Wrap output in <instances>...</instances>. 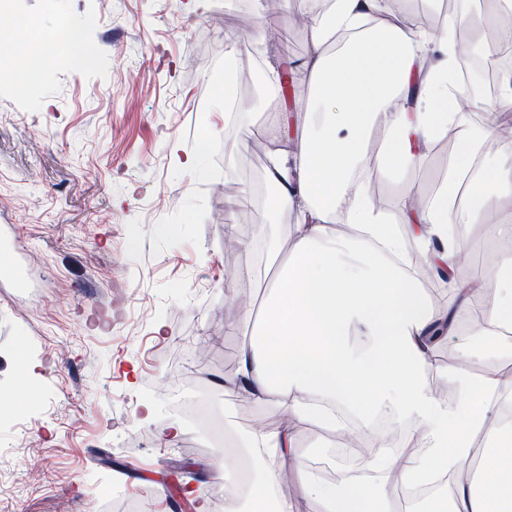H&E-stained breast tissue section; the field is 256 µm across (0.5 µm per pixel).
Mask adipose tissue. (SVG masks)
I'll return each instance as SVG.
<instances>
[{"label":"adipose tissue","mask_w":512,"mask_h":512,"mask_svg":"<svg viewBox=\"0 0 512 512\" xmlns=\"http://www.w3.org/2000/svg\"><path fill=\"white\" fill-rule=\"evenodd\" d=\"M325 2L310 23V54L266 70L271 84L285 76L297 84L300 110L317 121L295 124L290 113L269 112L260 125L269 144L266 209L293 214L295 222L287 247L271 256L276 274L260 308L240 316L249 332L236 371L224 379L225 393L251 394L290 422L273 434L242 437L255 465L250 481L227 476L243 458L217 464L225 512H288L278 493L286 468L320 512H393L401 489L441 474L455 482L434 512H512V420L500 408L503 397L512 398V377L455 375L452 405L425 380L439 339L462 332L464 317H477L464 331L468 357L512 331L511 255L476 279L455 275L467 245L461 228L479 224L495 239L506 231L489 223L488 211L494 199L512 201V144L493 158L487 147L501 113L512 112V70L500 77L495 110L479 122L468 112L465 86L449 78L458 31L488 37L512 17V0H495L476 18L446 14L435 27L393 14L382 0ZM452 128L457 150L432 192L408 181L395 209L374 202L372 182L421 167L430 143ZM411 248L447 284V305H434L415 271L400 265ZM384 409L414 424L416 454L392 457L377 447V477L366 485L325 483L308 470L297 452V425L332 427L352 418L365 429ZM474 459L478 470L462 476Z\"/></svg>","instance_id":"obj_1"}]
</instances>
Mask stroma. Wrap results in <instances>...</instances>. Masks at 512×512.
<instances>
[{
    "label": "stroma",
    "instance_id": "stroma-1",
    "mask_svg": "<svg viewBox=\"0 0 512 512\" xmlns=\"http://www.w3.org/2000/svg\"><path fill=\"white\" fill-rule=\"evenodd\" d=\"M297 0H12L4 38L17 76L0 79V245L18 244L24 282L0 271V512H164L184 488L214 505V455L205 434L163 444L178 416L154 388L182 384L206 418L230 432L278 430L281 410L228 395L244 337L240 312L257 304L274 268L264 251L228 247L268 225L280 241L294 218L270 216L261 174L265 112L292 95L263 94L266 63L305 58ZM288 42L265 40L237 68L244 114L228 125L227 38L270 19ZM82 32L89 60L65 39ZM196 168L186 156L200 142ZM237 157L225 211L224 146ZM256 277L244 281L241 269ZM37 361L22 377L18 360ZM152 403L151 421L141 419ZM327 428L296 436L309 468L331 483L364 477L337 460Z\"/></svg>",
    "mask_w": 512,
    "mask_h": 512
}]
</instances>
